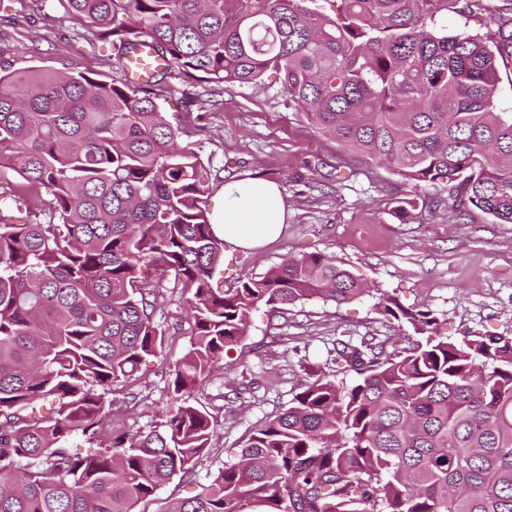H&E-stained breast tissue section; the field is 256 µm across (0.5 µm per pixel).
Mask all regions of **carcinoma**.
<instances>
[{"label":"carcinoma","mask_w":512,"mask_h":512,"mask_svg":"<svg viewBox=\"0 0 512 512\" xmlns=\"http://www.w3.org/2000/svg\"><path fill=\"white\" fill-rule=\"evenodd\" d=\"M64 2L119 55L147 38L189 80L256 85L273 69L344 150L415 190L448 186L462 216L473 206L512 224V113L496 97L512 0H340L333 17L315 0ZM476 9L494 29L448 33V12ZM161 85L0 67V512H136L210 448L214 420L189 393L253 310L372 294L411 345L336 340L330 363L355 381L303 384L165 512H512V338L444 339L433 310L321 252L214 287V187L165 122ZM394 214L418 219L417 198ZM172 287L190 347L170 370V409L131 434L106 395L161 352L155 314ZM42 402L54 411L38 414ZM76 433L98 446L77 451Z\"/></svg>","instance_id":"obj_1"}]
</instances>
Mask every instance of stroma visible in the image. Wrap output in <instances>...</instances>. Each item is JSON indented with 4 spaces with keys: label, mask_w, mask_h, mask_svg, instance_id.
I'll return each mask as SVG.
<instances>
[{
    "label": "stroma",
    "mask_w": 512,
    "mask_h": 512,
    "mask_svg": "<svg viewBox=\"0 0 512 512\" xmlns=\"http://www.w3.org/2000/svg\"><path fill=\"white\" fill-rule=\"evenodd\" d=\"M0 66L91 70L106 81L122 75L111 43L88 36L60 0H0ZM164 88L160 110L182 145L201 156L212 184L274 181L288 207L277 240L255 249L225 246L215 273L225 287L265 273L287 255L320 251L358 267L403 305L429 306L451 340L488 332L512 337V224L475 208L459 217L444 185L425 190L418 220H398L393 208L409 186L312 128L277 76L217 86L172 74ZM175 309L168 301L155 315L166 331L161 354L142 362L134 381L112 388L113 417L130 433L149 431L169 407V369L190 346L189 336L171 327ZM343 335L408 344L407 329L381 314L371 296L341 306L314 298L284 314L255 309L248 334L193 392L215 421L208 454L191 475L173 477L141 502V512H164L170 501L195 494L257 424L286 409L303 383L328 372Z\"/></svg>",
    "instance_id": "obj_1"
}]
</instances>
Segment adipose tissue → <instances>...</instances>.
<instances>
[{"label":"adipose tissue","instance_id":"ef3b65f1","mask_svg":"<svg viewBox=\"0 0 512 512\" xmlns=\"http://www.w3.org/2000/svg\"><path fill=\"white\" fill-rule=\"evenodd\" d=\"M287 209L278 185L271 181L230 180L212 211L215 234L225 243L257 248L279 237Z\"/></svg>","mask_w":512,"mask_h":512}]
</instances>
